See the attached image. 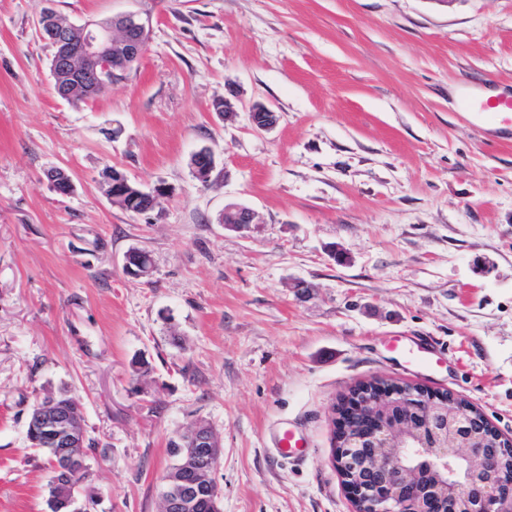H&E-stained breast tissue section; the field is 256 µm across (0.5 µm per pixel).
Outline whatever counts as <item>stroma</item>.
<instances>
[{
	"label": "stroma",
	"mask_w": 512,
	"mask_h": 512,
	"mask_svg": "<svg viewBox=\"0 0 512 512\" xmlns=\"http://www.w3.org/2000/svg\"><path fill=\"white\" fill-rule=\"evenodd\" d=\"M48 7L77 26L150 14L148 48L73 105L36 29ZM499 89L512 0H0V512H49L26 420L63 389L93 512H158L168 442L197 420L222 439L223 512H352L333 407L375 378L512 437V127L477 108ZM256 104L274 128L253 129ZM112 168L165 187L153 212L112 204ZM235 204L249 232L220 224ZM132 249L149 278L124 273ZM396 337L440 363H406ZM284 426L303 458L277 455ZM191 168L201 183H208L215 168V156L211 149L202 148L191 157ZM219 222L225 229L242 232L257 224L256 213L246 206L231 205L224 209Z\"/></svg>",
	"instance_id": "35a3bbf8"
}]
</instances>
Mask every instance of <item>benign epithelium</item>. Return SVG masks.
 Masks as SVG:
<instances>
[{
	"label": "benign epithelium",
	"instance_id": "1",
	"mask_svg": "<svg viewBox=\"0 0 512 512\" xmlns=\"http://www.w3.org/2000/svg\"><path fill=\"white\" fill-rule=\"evenodd\" d=\"M38 32L54 49L53 86L67 99L76 92L96 93L103 83L101 70H130L138 64L148 47L150 20L127 14L78 27L61 21L48 7L38 19ZM250 121L255 130L267 131L277 123V113L256 104ZM191 168L201 183H208L215 168L213 151L202 148L194 153ZM47 178L57 193L72 192L73 182L65 172L52 170ZM103 178L107 196L125 211L130 199H142L141 213L147 214L165 193L161 186L145 190L116 169ZM219 223L242 232L256 223V213L231 205ZM123 270L132 278H148L153 266L142 251L131 249L125 254ZM30 416L36 418L28 422L31 443L47 441L59 455L76 460L74 438L82 425L77 415L68 412L58 397L49 396L35 403ZM468 421V411L453 398L419 386L386 387L374 382L354 389L342 412L337 466L351 490L355 512H512V466L503 462L512 442L497 438L500 451L492 456L476 440L460 434ZM188 436L191 447L166 476L161 512H186L203 501L209 512H221L222 493L213 477L221 455L220 440L200 422L191 426ZM360 450L367 452L372 470L383 473L382 480L361 476L363 465L355 457ZM462 464L469 473L484 476V481L460 477ZM427 472L434 473L436 480L425 482Z\"/></svg>",
	"mask_w": 512,
	"mask_h": 512
}]
</instances>
